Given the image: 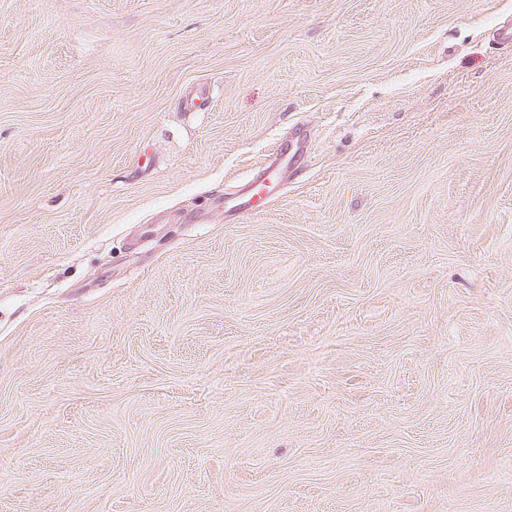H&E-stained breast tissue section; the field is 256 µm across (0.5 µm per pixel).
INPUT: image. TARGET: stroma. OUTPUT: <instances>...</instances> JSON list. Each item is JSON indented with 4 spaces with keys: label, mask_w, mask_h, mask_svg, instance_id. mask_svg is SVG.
I'll return each instance as SVG.
<instances>
[{
    "label": "stroma",
    "mask_w": 512,
    "mask_h": 512,
    "mask_svg": "<svg viewBox=\"0 0 512 512\" xmlns=\"http://www.w3.org/2000/svg\"><path fill=\"white\" fill-rule=\"evenodd\" d=\"M505 24L0 0V512H512ZM304 158V154L301 151V148L296 143L281 144L271 155L269 162L266 166L261 170V174L265 175L263 182L256 188L259 179L254 181H250L251 190L246 191L244 188L239 190L235 194H225L224 196V219L231 220L233 217L250 211H254L259 209L260 206L257 205V202L254 201L255 196L261 190L262 187H269L267 184L268 181H271L272 178L276 175H279L280 171L283 169H288V167L292 163H296L298 160ZM257 190V192H254Z\"/></svg>",
    "instance_id": "stroma-1"
}]
</instances>
